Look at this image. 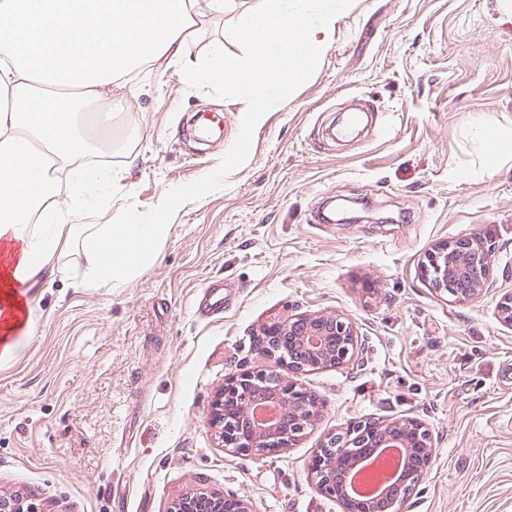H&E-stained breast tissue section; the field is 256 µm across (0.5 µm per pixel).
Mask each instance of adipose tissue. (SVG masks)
<instances>
[{
    "instance_id": "1",
    "label": "adipose tissue",
    "mask_w": 512,
    "mask_h": 512,
    "mask_svg": "<svg viewBox=\"0 0 512 512\" xmlns=\"http://www.w3.org/2000/svg\"><path fill=\"white\" fill-rule=\"evenodd\" d=\"M347 0L310 17L285 0H252L238 14L249 64L224 58L214 43L205 63L192 61L202 17L224 0H0V358L14 354L30 323L26 293L41 276L74 288H123L157 258L170 233L137 214L91 227L77 218L88 195L122 192L129 168L87 165L74 121L73 94L120 106L130 79L157 61L187 65L191 79L219 77L244 95L258 85L293 82L329 45ZM82 250L89 274L71 278L66 256Z\"/></svg>"
}]
</instances>
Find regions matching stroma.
Segmentation results:
<instances>
[{
  "label": "stroma",
  "mask_w": 512,
  "mask_h": 512,
  "mask_svg": "<svg viewBox=\"0 0 512 512\" xmlns=\"http://www.w3.org/2000/svg\"><path fill=\"white\" fill-rule=\"evenodd\" d=\"M217 41L249 62L235 12L205 20L195 56ZM134 82L111 147L87 154L129 167V188L79 221L133 211L172 231L126 287L30 288L31 332L0 360V493L40 512H170L192 491L339 512L315 485L317 449L366 417L412 416L438 448L411 512H512V328L494 298L448 302L422 273L433 243L466 236L512 291V159L473 173L468 137L512 122V16L496 0H348L315 66L249 135V100L227 83L191 81L179 62ZM364 101L383 129L327 138ZM200 113L223 116V139L189 138ZM215 279L224 312L200 316ZM296 309L350 317L365 364L304 376L323 408L288 452L233 455L211 425L215 395L236 368H275L258 335Z\"/></svg>",
  "instance_id": "1"
}]
</instances>
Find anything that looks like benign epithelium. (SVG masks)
<instances>
[{
    "instance_id": "obj_1",
    "label": "benign epithelium",
    "mask_w": 512,
    "mask_h": 512,
    "mask_svg": "<svg viewBox=\"0 0 512 512\" xmlns=\"http://www.w3.org/2000/svg\"><path fill=\"white\" fill-rule=\"evenodd\" d=\"M430 289L451 302L464 303L492 291L486 252L468 237L435 243L423 262ZM500 322L512 327V293L496 303ZM294 336L310 352L313 362L289 366L284 376L270 369H241L224 382L213 410V425L224 449L243 457L265 458L285 453L304 436L319 415L322 402L303 383V376L328 366L364 364L365 339L352 320L343 315L298 312L265 327L261 350L289 359L285 337ZM319 337L313 345L310 338ZM274 400L281 409L279 419L258 422L249 413L253 403ZM353 436L329 438L315 456L311 471L320 494L335 500L341 512H409L411 500L436 457L437 437L428 424L416 419L396 418L387 422L367 421L352 430ZM404 449L407 470L386 488L381 504L354 495L344 477L356 459L381 447ZM0 512H35L32 504L0 494ZM170 512H252L249 503L233 494L192 492L174 501Z\"/></svg>"
}]
</instances>
